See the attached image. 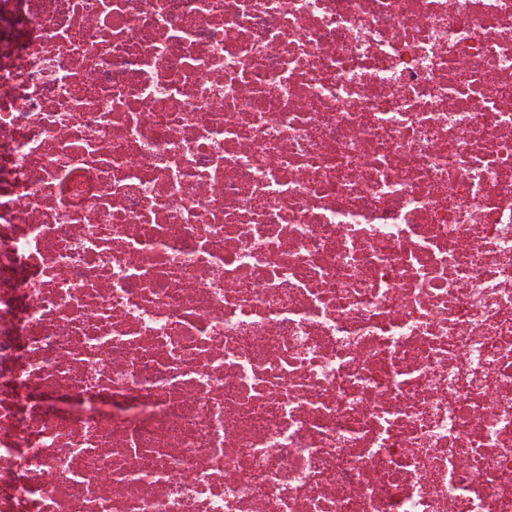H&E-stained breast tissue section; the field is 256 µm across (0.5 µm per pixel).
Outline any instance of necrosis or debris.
Wrapping results in <instances>:
<instances>
[{"instance_id":"necrosis-or-debris-1","label":"necrosis or debris","mask_w":512,"mask_h":512,"mask_svg":"<svg viewBox=\"0 0 512 512\" xmlns=\"http://www.w3.org/2000/svg\"><path fill=\"white\" fill-rule=\"evenodd\" d=\"M0 512H512V0H0Z\"/></svg>"}]
</instances>
